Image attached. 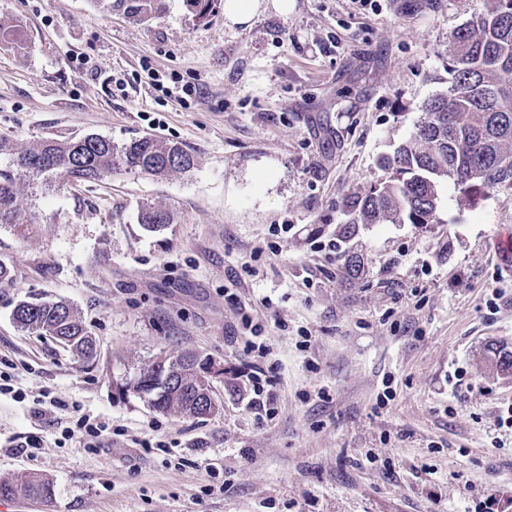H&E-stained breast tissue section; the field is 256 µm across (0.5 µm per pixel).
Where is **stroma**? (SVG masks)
Instances as JSON below:
<instances>
[{"mask_svg": "<svg viewBox=\"0 0 512 512\" xmlns=\"http://www.w3.org/2000/svg\"><path fill=\"white\" fill-rule=\"evenodd\" d=\"M484 0H295L246 26L165 0L149 21L93 0H0V139L29 147L96 134L154 136L195 168L58 175L21 185L25 233L0 225V361L23 401L0 395V480L38 475L50 500L0 512H512V186L440 223L371 224L341 241L343 200L368 191L448 85V37ZM192 88L164 96L143 66ZM169 211L150 231L143 205ZM362 257L358 278L344 269ZM497 309L487 302L494 289ZM65 301L96 341L87 362L14 319L19 301ZM265 326L269 411L254 409L242 314ZM224 364L217 413L163 414L115 393L163 356ZM461 381L449 386L448 374ZM50 395L109 421L99 450L62 436ZM40 442L36 459L17 453Z\"/></svg>", "mask_w": 512, "mask_h": 512, "instance_id": "35a3bbf8", "label": "stroma"}]
</instances>
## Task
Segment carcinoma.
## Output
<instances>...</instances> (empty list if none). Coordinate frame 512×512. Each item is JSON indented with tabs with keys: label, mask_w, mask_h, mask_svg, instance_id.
I'll return each mask as SVG.
<instances>
[{
	"label": "carcinoma",
	"mask_w": 512,
	"mask_h": 512,
	"mask_svg": "<svg viewBox=\"0 0 512 512\" xmlns=\"http://www.w3.org/2000/svg\"><path fill=\"white\" fill-rule=\"evenodd\" d=\"M216 2L186 0L198 19L209 16ZM113 6L148 21L161 11L162 0H113ZM421 112L409 136L380 160L384 176L367 193L346 197V221L338 229L342 238H354L360 226L368 224L440 223V188L448 181L462 202L512 184V0H486L483 13L453 31L448 86L425 101ZM195 166L191 152L151 136L117 146L91 134L77 140H44L21 151L0 139V224L20 230L30 224L15 205L16 187L24 177L50 190L59 171L76 183H93L121 171L157 176L188 173ZM140 221L157 229L173 223V217L146 204ZM14 318L20 327L57 339L78 357L93 360L95 343L65 302L32 297L18 302ZM174 370L179 371V385L154 387ZM127 389L159 412L213 415L208 402L212 387L186 355L155 363L127 382ZM50 495L49 481L39 476L21 484L0 481L1 498Z\"/></svg>",
	"instance_id": "cac0c4a2"
}]
</instances>
